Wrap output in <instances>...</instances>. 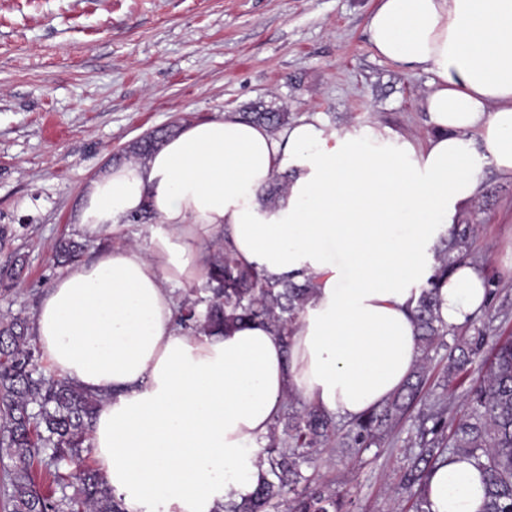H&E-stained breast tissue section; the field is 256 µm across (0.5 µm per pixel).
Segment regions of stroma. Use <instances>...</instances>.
Returning <instances> with one entry per match:
<instances>
[{"label": "stroma", "instance_id": "1", "mask_svg": "<svg viewBox=\"0 0 512 512\" xmlns=\"http://www.w3.org/2000/svg\"><path fill=\"white\" fill-rule=\"evenodd\" d=\"M374 0H0V270L24 255L0 295V322L34 316L60 274L53 247L80 236L70 217L85 183L128 146L162 128L270 110L295 122L429 132L430 76L375 55ZM476 225L469 261L494 295L473 324L512 336V178L487 171L462 214ZM418 418L381 444L348 448L344 433L304 471L344 512H409L402 484Z\"/></svg>", "mask_w": 512, "mask_h": 512}]
</instances>
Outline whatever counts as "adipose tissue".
<instances>
[{
  "instance_id": "adipose-tissue-1",
  "label": "adipose tissue",
  "mask_w": 512,
  "mask_h": 512,
  "mask_svg": "<svg viewBox=\"0 0 512 512\" xmlns=\"http://www.w3.org/2000/svg\"><path fill=\"white\" fill-rule=\"evenodd\" d=\"M375 54L431 74L430 132L336 129L320 116L271 133L223 116L185 125L142 162L89 179L72 216L86 236L156 217L145 244L115 245L59 275L35 314L44 357L106 404L89 443L126 512H216L261 477L260 448L289 393L350 419L416 368L411 312L433 246L483 190L512 177V0H377ZM288 187L260 198L275 174ZM245 264L318 284L288 342L266 325L176 328L175 289L202 284L209 242ZM448 328L488 305L482 270L456 265L438 290ZM427 512H484L473 458L450 454L420 488Z\"/></svg>"
}]
</instances>
